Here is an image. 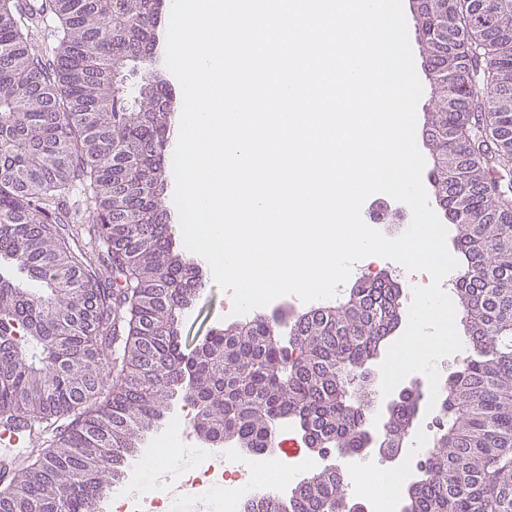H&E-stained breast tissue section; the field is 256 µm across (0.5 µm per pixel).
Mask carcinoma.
<instances>
[{
  "label": "carcinoma",
  "instance_id": "cac0c4a2",
  "mask_svg": "<svg viewBox=\"0 0 512 512\" xmlns=\"http://www.w3.org/2000/svg\"><path fill=\"white\" fill-rule=\"evenodd\" d=\"M160 0H0V427L32 444L0 487V512H97L175 399L194 427L253 453L294 422L322 454L392 455L416 386L370 443L371 374L399 330L402 292L360 278L335 309L299 315L288 338L255 316L187 350L181 313L205 288L164 203L170 83L154 69ZM54 22L47 59L36 13ZM430 178L457 235V321L471 353L440 388L436 434L403 512H512V0H424ZM454 76L448 95L443 76ZM81 186L85 218L67 206ZM88 224L94 246L68 224ZM242 512H357L336 465L286 500Z\"/></svg>",
  "mask_w": 512,
  "mask_h": 512
}]
</instances>
